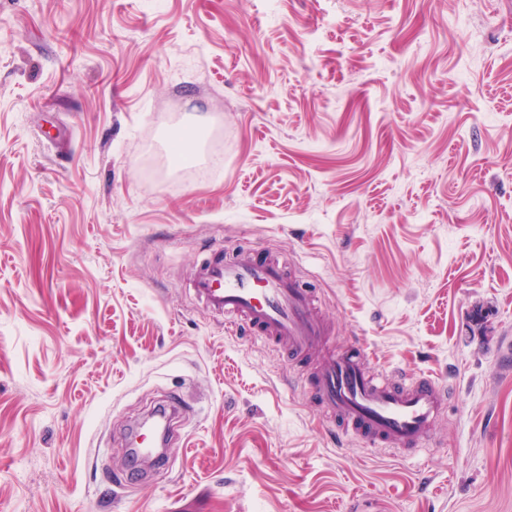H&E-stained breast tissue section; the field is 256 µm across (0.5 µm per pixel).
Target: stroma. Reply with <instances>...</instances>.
I'll return each instance as SVG.
<instances>
[{
    "instance_id": "1",
    "label": "stroma",
    "mask_w": 512,
    "mask_h": 512,
    "mask_svg": "<svg viewBox=\"0 0 512 512\" xmlns=\"http://www.w3.org/2000/svg\"><path fill=\"white\" fill-rule=\"evenodd\" d=\"M241 249L439 381L423 450L206 306ZM0 512H512V0H0Z\"/></svg>"
}]
</instances>
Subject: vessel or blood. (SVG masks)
Listing matches in <instances>:
<instances>
[{
    "label": "vessel or blood",
    "instance_id": "vessel-or-blood-1",
    "mask_svg": "<svg viewBox=\"0 0 512 512\" xmlns=\"http://www.w3.org/2000/svg\"><path fill=\"white\" fill-rule=\"evenodd\" d=\"M197 288L233 325L295 352H324L312 384L343 435L405 452L421 446L433 430L445 403L441 385L419 376L397 386L371 373L364 351L325 352L327 330L313 299L279 262L242 251L208 263Z\"/></svg>",
    "mask_w": 512,
    "mask_h": 512
}]
</instances>
